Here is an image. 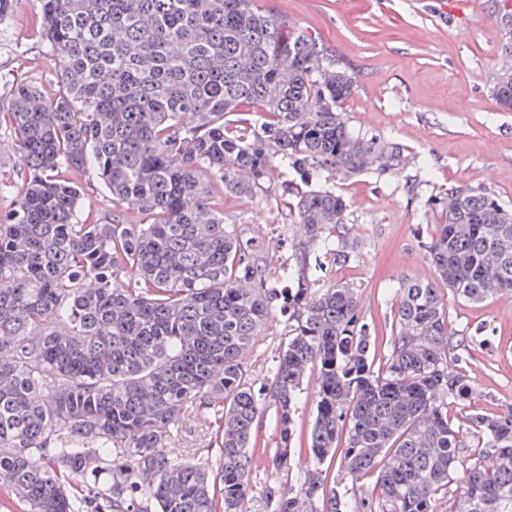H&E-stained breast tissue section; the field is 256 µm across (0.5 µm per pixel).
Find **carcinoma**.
<instances>
[{
  "label": "carcinoma",
  "instance_id": "1",
  "mask_svg": "<svg viewBox=\"0 0 512 512\" xmlns=\"http://www.w3.org/2000/svg\"><path fill=\"white\" fill-rule=\"evenodd\" d=\"M60 88L16 85L6 123L25 172L0 218V491L24 512H242L251 444L275 408V512H350L327 487L375 478L363 512H512V406L467 417L481 449L466 480L452 410L476 388L456 368L448 295L512 291V207L485 188L451 187L425 245L433 281H409L390 354L338 288L310 301L351 251L341 177L396 171L405 148L349 127L351 75L319 41L291 34L258 0H40ZM512 110V80L494 81ZM96 170L113 205L140 224L79 221L66 167ZM299 175L292 223L300 265L264 287L254 249L210 184L252 197L277 170ZM314 253V262L307 261ZM288 342L270 387L247 358L273 304ZM316 376L310 464L291 463L306 372ZM218 422L213 457L170 448L187 412ZM106 482L99 484L101 476Z\"/></svg>",
  "mask_w": 512,
  "mask_h": 512
}]
</instances>
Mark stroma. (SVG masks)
Instances as JSON below:
<instances>
[{"label":"stroma","instance_id":"stroma-1","mask_svg":"<svg viewBox=\"0 0 512 512\" xmlns=\"http://www.w3.org/2000/svg\"><path fill=\"white\" fill-rule=\"evenodd\" d=\"M287 16L294 31L318 38L343 61L355 81L344 104L351 126L403 144V169L382 177L336 181L346 203L350 262L329 268L315 294L353 290L364 321L378 332L376 351L387 354L396 301L388 287L433 279L425 244L440 221L424 202L451 187H481L512 206V112L492 95L501 34L488 0H260ZM58 65L45 41L40 0H13L0 16V113L9 111L17 84L56 90ZM433 170L423 181L422 165ZM23 171L5 127L0 126V216L14 205ZM82 193L79 218L101 223L120 215L136 224L126 206L112 210V195L94 169L64 171ZM282 179L256 197L225 195L224 221L256 246L266 285L284 287L281 272L296 267L302 241L289 220ZM448 328L463 342L457 365L473 381L472 409L496 413L512 405V291L482 303L448 300ZM288 341V318L273 312L248 357L255 390L267 389L277 356ZM208 419L189 413L174 430V448L204 454L212 439ZM272 415L253 440L254 491L247 512H273L266 486L291 474L271 464Z\"/></svg>","mask_w":512,"mask_h":512}]
</instances>
